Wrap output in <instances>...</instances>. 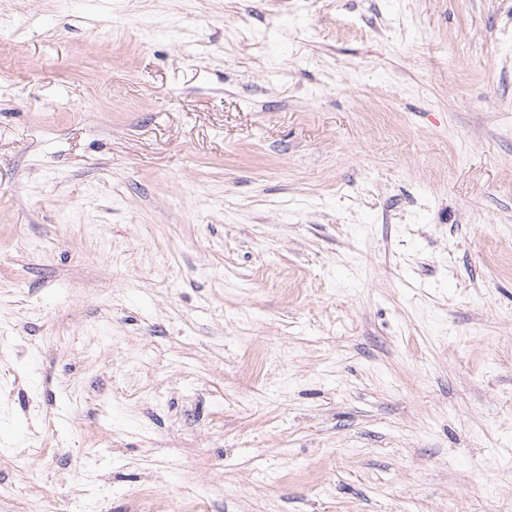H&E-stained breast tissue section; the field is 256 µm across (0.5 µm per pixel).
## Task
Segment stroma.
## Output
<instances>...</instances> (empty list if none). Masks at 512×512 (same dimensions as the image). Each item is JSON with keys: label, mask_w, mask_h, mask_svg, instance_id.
I'll return each mask as SVG.
<instances>
[{"label": "stroma", "mask_w": 512, "mask_h": 512, "mask_svg": "<svg viewBox=\"0 0 512 512\" xmlns=\"http://www.w3.org/2000/svg\"><path fill=\"white\" fill-rule=\"evenodd\" d=\"M0 448V512H512V0H0Z\"/></svg>", "instance_id": "obj_1"}]
</instances>
